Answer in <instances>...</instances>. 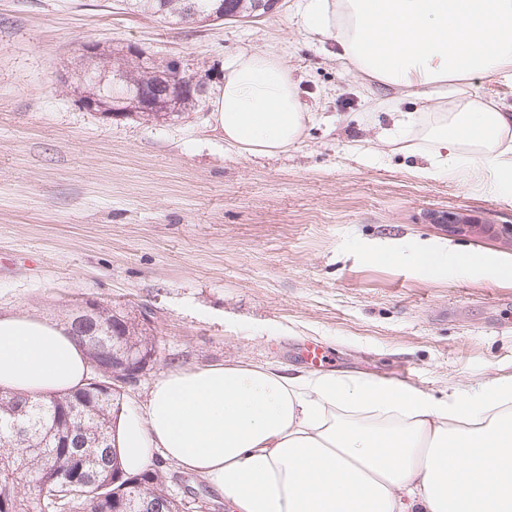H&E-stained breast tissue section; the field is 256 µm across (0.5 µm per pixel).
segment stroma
Here are the masks:
<instances>
[{"label": "stroma", "instance_id": "stroma-1", "mask_svg": "<svg viewBox=\"0 0 512 512\" xmlns=\"http://www.w3.org/2000/svg\"><path fill=\"white\" fill-rule=\"evenodd\" d=\"M305 0L221 25L164 22L124 0H0V313L61 323L86 299L155 312L157 359L123 394L143 410L179 369L239 360L336 372L433 397L512 381V248L433 224H512V197L471 163L422 177L417 132L380 140L423 96L363 87L337 40L307 32ZM134 44L207 82L167 121L86 110L66 76L79 47ZM280 57L313 115L273 156L228 146L212 91L226 55ZM474 260L469 274L423 253ZM324 347V362L305 357Z\"/></svg>", "mask_w": 512, "mask_h": 512}]
</instances>
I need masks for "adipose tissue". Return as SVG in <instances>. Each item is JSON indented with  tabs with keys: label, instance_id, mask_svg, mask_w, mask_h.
<instances>
[{
	"label": "adipose tissue",
	"instance_id": "ef3b65f1",
	"mask_svg": "<svg viewBox=\"0 0 512 512\" xmlns=\"http://www.w3.org/2000/svg\"><path fill=\"white\" fill-rule=\"evenodd\" d=\"M302 18L338 39L365 81L447 98L424 132L429 174L472 157L512 196V112L467 91L477 75L512 77V0H306ZM212 110L225 142L255 156L286 151L311 120L269 53L227 57ZM86 378L63 328L0 315V387L68 392ZM114 444L126 471L163 457L233 512H512V382L437 399L240 362L177 370L154 383L144 411L118 415Z\"/></svg>",
	"mask_w": 512,
	"mask_h": 512
}]
</instances>
